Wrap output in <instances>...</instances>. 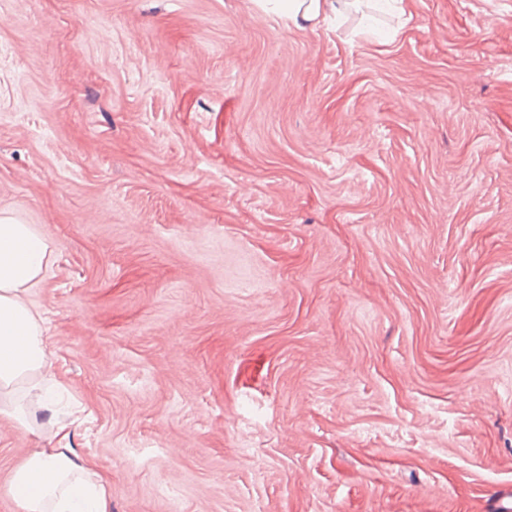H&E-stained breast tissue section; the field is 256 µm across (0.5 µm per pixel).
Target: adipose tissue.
<instances>
[{
  "mask_svg": "<svg viewBox=\"0 0 512 512\" xmlns=\"http://www.w3.org/2000/svg\"><path fill=\"white\" fill-rule=\"evenodd\" d=\"M256 2L296 26L340 13L344 0ZM50 256L49 242L29 225L0 215V415L29 433V409L55 411L46 329L28 298ZM50 428L57 447L32 452L13 472L10 491L19 512H77L82 504L88 512H111L107 475L71 454L65 424L52 420Z\"/></svg>",
  "mask_w": 512,
  "mask_h": 512,
  "instance_id": "1",
  "label": "adipose tissue"
}]
</instances>
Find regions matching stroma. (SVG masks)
<instances>
[{
  "instance_id": "obj_1",
  "label": "stroma",
  "mask_w": 512,
  "mask_h": 512,
  "mask_svg": "<svg viewBox=\"0 0 512 512\" xmlns=\"http://www.w3.org/2000/svg\"><path fill=\"white\" fill-rule=\"evenodd\" d=\"M0 0V213L112 512H512V0ZM0 415V512L30 451ZM263 10H274L288 25L318 24L331 14H339L344 0H256Z\"/></svg>"
}]
</instances>
